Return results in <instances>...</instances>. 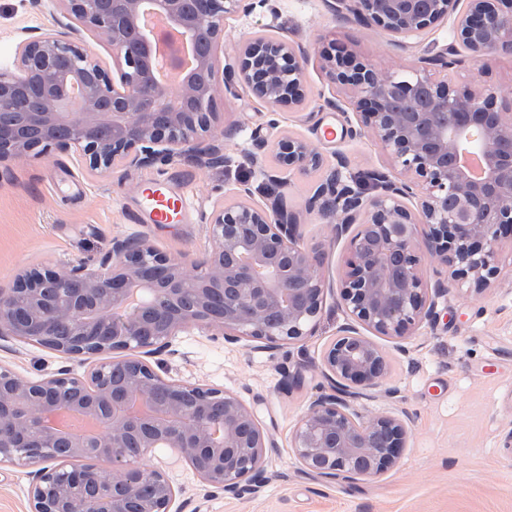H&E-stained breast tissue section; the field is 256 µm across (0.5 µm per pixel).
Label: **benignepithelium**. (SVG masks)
<instances>
[{"label": "benign epithelium", "mask_w": 512, "mask_h": 512, "mask_svg": "<svg viewBox=\"0 0 512 512\" xmlns=\"http://www.w3.org/2000/svg\"><path fill=\"white\" fill-rule=\"evenodd\" d=\"M149 1L179 31L209 33L197 63L208 81L192 74L173 91L160 83V57L136 34ZM57 2L66 28L88 26L112 46L115 72L67 33L23 40L15 70L0 69V162L53 147L82 150L94 169L128 171L186 157L227 163L224 133L214 134L217 113L210 111L216 98L245 91L273 109L304 98L308 52L298 44L253 38L219 57L226 14L273 15L272 0ZM326 2L403 47L451 24L448 42L428 50L411 74L383 73L346 55L324 62L352 106L349 133L373 136L396 170L393 177L364 175L338 155L306 204L308 212L341 217L336 237L351 234V258L341 294L347 323L321 358L328 391L295 426L291 452L307 474L349 485L393 466L407 439L399 417L364 419L356 410L387 372L383 351L359 329L403 338L436 324L438 300L450 286L427 284L421 253L479 292L498 273L500 246L512 242V102H498L492 86L459 90L448 83L462 50L473 60L512 57V0H466L464 8L461 0ZM277 127L274 118L256 126L253 144L267 146ZM277 150L290 171L319 161L303 138L281 139ZM467 156L484 160L481 176L460 162ZM366 181L370 196L362 190ZM416 197L414 211L405 200ZM208 226L210 250L188 263L143 239L116 237L95 268L24 272L0 289V339L36 341L69 359L124 352L87 377L60 369L31 381L0 366V465L35 467L30 512H179L166 471L144 464L159 449L192 466L210 488L237 498L256 491L277 448L253 411L230 391L164 377L148 359L190 327L228 343L246 336L262 350L302 341L322 310V255L301 242L299 217L282 202L225 206L210 214ZM133 290L144 297L131 304ZM57 404L104 422L107 436H58L44 421ZM46 448L86 464L40 467ZM104 461L112 469L100 467Z\"/></svg>", "instance_id": "7a95c632"}]
</instances>
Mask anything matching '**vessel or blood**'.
<instances>
[{
  "mask_svg": "<svg viewBox=\"0 0 512 512\" xmlns=\"http://www.w3.org/2000/svg\"><path fill=\"white\" fill-rule=\"evenodd\" d=\"M141 197L140 208L130 215L138 224H184L189 220L190 207L185 195L178 191L172 180L165 177L150 178L137 187Z\"/></svg>",
  "mask_w": 512,
  "mask_h": 512,
  "instance_id": "b4317fda",
  "label": "vessel or blood"
}]
</instances>
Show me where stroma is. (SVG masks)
<instances>
[{"label":"stroma","mask_w":512,"mask_h":512,"mask_svg":"<svg viewBox=\"0 0 512 512\" xmlns=\"http://www.w3.org/2000/svg\"><path fill=\"white\" fill-rule=\"evenodd\" d=\"M276 14H236L224 25L223 50L243 41L284 36L309 48L305 100L301 106L270 107L250 93L216 99L220 127L229 129L224 151L231 166L198 167L187 161L161 162L131 171H93L81 151L55 149L0 163V286L34 267L65 270L96 264L116 237L147 238L160 252L185 257L209 250V214L237 203L240 182L253 185V204L280 197L299 213L302 240L322 251L319 273L324 295L319 324L300 344L274 351L243 339L234 344L189 329L173 338L159 368L166 376L236 393L251 408L279 448L263 465L260 490L247 499L209 492L188 464L168 469L183 512H512V248L497 255L500 274L489 289H451L440 299V319L399 340L375 336L387 360L384 386L364 401L362 413L408 416L406 447L397 464L381 474L340 487L302 473L291 454V434L322 392L324 349L346 322L340 308L348 238L336 237L333 219L304 210L327 171L345 155L353 171H387L388 153L372 137H350L341 112L326 106L334 97L323 67L324 52L343 49L376 68L395 73L418 69L425 47L447 41L448 31L426 33L421 44L403 47L374 26L344 23L326 0H275ZM56 0H0V68H12L21 41L32 32L57 28ZM458 87L491 85L512 97V57L463 58L449 69ZM277 119L278 134L308 139L320 155L305 172L280 169L270 149L256 150L251 130ZM259 163H251L252 152ZM174 179L192 200L187 224H131L138 207L134 190L147 176ZM304 370H297L300 358ZM0 362L18 374L40 379L68 367L88 374L95 356L67 359L36 343L0 340ZM30 469L0 466V512H29Z\"/></svg>","instance_id":"1"}]
</instances>
